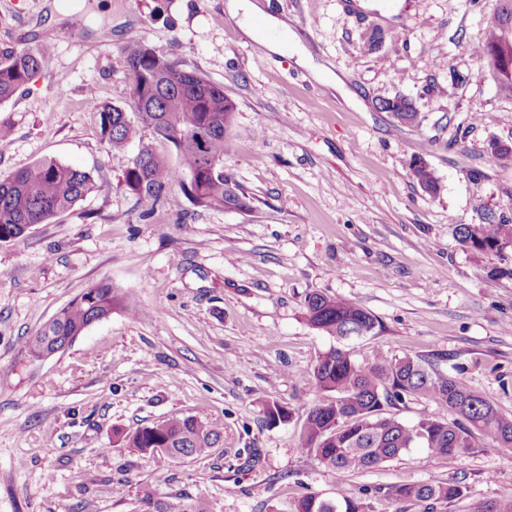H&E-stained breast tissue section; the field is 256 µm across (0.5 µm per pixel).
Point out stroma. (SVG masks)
<instances>
[{"instance_id": "obj_1", "label": "stroma", "mask_w": 512, "mask_h": 512, "mask_svg": "<svg viewBox=\"0 0 512 512\" xmlns=\"http://www.w3.org/2000/svg\"><path fill=\"white\" fill-rule=\"evenodd\" d=\"M368 2L260 0L259 33L271 16L294 34L266 55L226 0H0V50L53 48L50 69L0 104V177L53 158L96 184L71 211L0 243V512H145V487L175 512L200 502L294 512L300 498L341 488L364 512H425L388 490L437 482L462 494L436 512H472L512 486V452L489 451L480 435L454 459L417 446L341 479L297 446L327 398L316 358L341 344L362 363L379 351L422 357L512 414V273H494L512 270V247L479 254L456 234L485 212L512 220V166L489 148L512 146V97L474 54L499 0ZM57 5L84 13L79 35L52 19ZM372 27L385 38L370 50ZM132 39L234 102L224 172L252 211L203 210L176 186L152 208L126 188L153 136L138 130L112 151L86 101L127 106L121 48ZM397 96L416 123L381 109ZM417 158L434 170L436 194L412 177ZM101 282L138 314L113 311L63 351L29 358L25 342ZM314 293L359 302L378 319L375 334L341 342L313 329ZM273 402L286 422H266ZM184 416L221 430L208 455L143 453L114 436Z\"/></svg>"}]
</instances>
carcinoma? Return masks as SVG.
<instances>
[{"label":"carcinoma","instance_id":"obj_1","mask_svg":"<svg viewBox=\"0 0 512 512\" xmlns=\"http://www.w3.org/2000/svg\"><path fill=\"white\" fill-rule=\"evenodd\" d=\"M507 22L501 10L487 20L486 38L476 48L478 59H485L496 45L512 56V28H507ZM123 54L136 121L121 108L92 98L89 108L98 114L101 140L114 150H123L140 126L176 152L173 157L149 146L141 148L124 173L126 187L153 207L177 186L196 207L251 211L252 198L223 170L224 138L236 111L223 88L140 41L127 44ZM51 58L52 50L46 44L36 51L0 50V104L46 69ZM381 107L401 123L417 121L418 112L404 98L384 100ZM411 173L427 193L437 191V178L426 163L413 161ZM94 189L88 173L54 159L1 177L0 243L14 241L32 226L69 211ZM458 231L461 244L481 254H500L512 246V224L493 215L483 217L479 224H461ZM118 307L136 311L112 286H91L26 342L28 354L34 358L45 348L70 345L89 325L110 317ZM305 318L312 328L338 339L368 336L378 324L356 301L323 293L308 297ZM313 376L331 399L308 412L298 448L340 476L377 467L416 444L427 448L433 459L461 456L473 447L477 434L488 437L494 448L512 449V416L500 413L489 399L419 357H388L379 352L372 362L360 363L350 349L333 347L318 356ZM407 397L433 401L449 418L422 415L406 425L387 408ZM220 438L218 428L187 416L126 434L123 441L141 452L164 448L167 456L185 459L207 453ZM461 494L460 486L443 482L401 484L391 491L397 499L426 504V512H434L436 505ZM295 512H362V504L340 491L334 500L306 497ZM473 512H512V492L477 504Z\"/></svg>","mask_w":512,"mask_h":512}]
</instances>
